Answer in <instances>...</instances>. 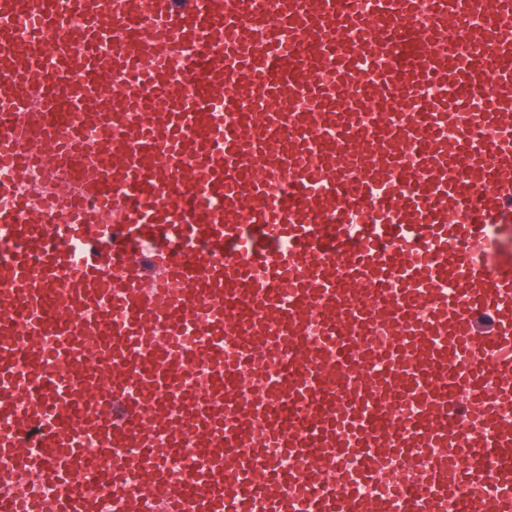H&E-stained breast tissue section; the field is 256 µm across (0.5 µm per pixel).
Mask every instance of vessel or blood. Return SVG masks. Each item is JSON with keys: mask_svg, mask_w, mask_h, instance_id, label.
<instances>
[{"mask_svg": "<svg viewBox=\"0 0 512 512\" xmlns=\"http://www.w3.org/2000/svg\"><path fill=\"white\" fill-rule=\"evenodd\" d=\"M133 9L0 0V138L23 128L70 178L42 201L67 223L0 210V460L55 487L44 501L1 474L0 512H96L99 485L121 512H448L449 478L489 468L458 512H512V256L487 259L512 228V0H153L135 28ZM72 13L84 51L45 72L43 34ZM61 107L105 136L58 144ZM50 234L82 237L84 260ZM188 329L202 395L177 388ZM480 342L486 370L467 363ZM88 431L127 465L90 459ZM181 453L203 458L189 484L169 476Z\"/></svg>", "mask_w": 512, "mask_h": 512, "instance_id": "obj_1", "label": "vessel or blood"}]
</instances>
